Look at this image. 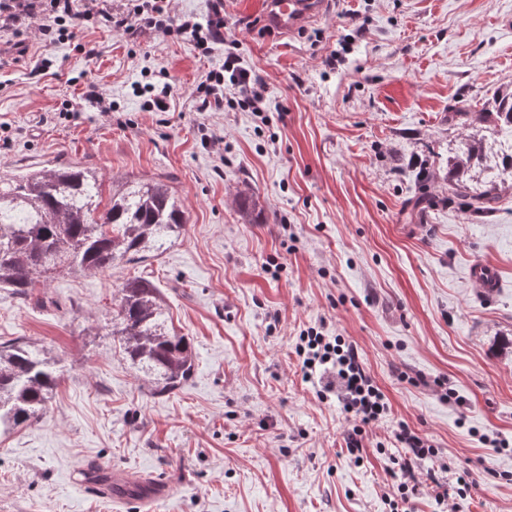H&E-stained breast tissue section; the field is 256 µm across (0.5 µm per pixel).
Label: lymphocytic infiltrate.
<instances>
[{
  "label": "lymphocytic infiltrate",
  "mask_w": 512,
  "mask_h": 512,
  "mask_svg": "<svg viewBox=\"0 0 512 512\" xmlns=\"http://www.w3.org/2000/svg\"><path fill=\"white\" fill-rule=\"evenodd\" d=\"M24 16L43 18L39 32L47 40L65 37L69 25L86 21L126 31L148 26L166 37H188L203 56L224 42V0H211L209 11L202 19L193 15L171 17L170 0H139L133 8L116 14L99 8L97 0H0V23L11 25ZM228 87L237 91L252 112L265 111L262 79L242 68L238 54L232 51L225 52L223 66L209 71L197 87L199 111H223L224 90ZM296 353L305 381L319 384V398L335 397L342 411L355 420L356 425L346 438L348 448L362 449L364 426L382 419L389 405L384 393L366 373L357 345L311 327L300 334ZM394 441L397 447L404 449L406 458L400 466L401 481L397 486L400 499L390 504L392 512H397L400 504L409 501L410 461L435 457L436 451L428 439L403 422L394 432Z\"/></svg>",
  "instance_id": "1"
}]
</instances>
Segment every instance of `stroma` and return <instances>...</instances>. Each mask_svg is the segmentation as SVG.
Here are the masks:
<instances>
[{
    "instance_id": "stroma-1",
    "label": "stroma",
    "mask_w": 512,
    "mask_h": 512,
    "mask_svg": "<svg viewBox=\"0 0 512 512\" xmlns=\"http://www.w3.org/2000/svg\"><path fill=\"white\" fill-rule=\"evenodd\" d=\"M224 35L266 84L262 115L230 89L223 111H198L193 91L224 46L204 58L148 27L84 23L49 44L31 22L26 54L0 68V176L86 167L106 199L166 177L187 218L142 262L60 275L27 298L0 288V343H37L61 373L43 414L0 435V512H390L401 422L438 450L414 466L411 512H512V185L489 173L497 209L471 220L448 201L447 166L476 134L449 123V104L512 89V0H328L292 36L266 26L263 0H224ZM161 73L168 109L146 110L135 86ZM90 86L111 116L85 100ZM424 193L437 203L422 214ZM477 262L496 271L493 296L468 276ZM141 274L195 353L163 396L110 334L119 286ZM319 324L358 346L390 403L356 455L352 420L297 365L300 333ZM91 462L160 499L115 503L86 478Z\"/></svg>"
}]
</instances>
